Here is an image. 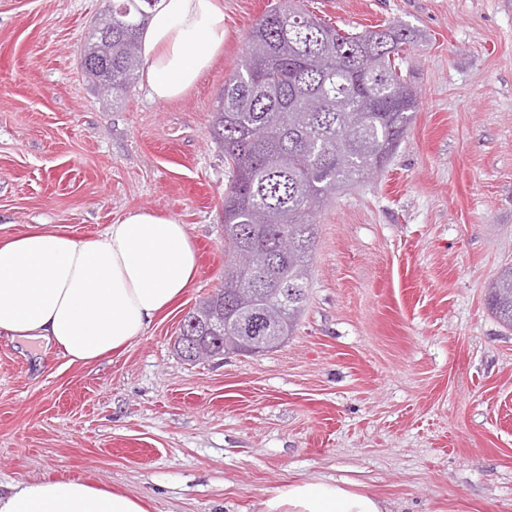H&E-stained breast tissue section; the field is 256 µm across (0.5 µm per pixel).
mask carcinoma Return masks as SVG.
<instances>
[{
  "instance_id": "cac0c4a2",
  "label": "carcinoma",
  "mask_w": 512,
  "mask_h": 512,
  "mask_svg": "<svg viewBox=\"0 0 512 512\" xmlns=\"http://www.w3.org/2000/svg\"><path fill=\"white\" fill-rule=\"evenodd\" d=\"M157 2L112 0V69L85 72L98 87L112 83L114 98L137 77L141 34ZM417 37L399 24L343 32L294 0L256 22L210 130L229 169L224 287L194 313L217 324L256 313L272 335H292L306 302L314 216L338 189L384 168L410 125L417 102L403 64ZM488 305L511 329V266L490 285ZM210 335L217 336L213 350L238 352L235 331Z\"/></svg>"
}]
</instances>
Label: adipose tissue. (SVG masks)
I'll return each mask as SVG.
<instances>
[{
    "mask_svg": "<svg viewBox=\"0 0 512 512\" xmlns=\"http://www.w3.org/2000/svg\"><path fill=\"white\" fill-rule=\"evenodd\" d=\"M224 45L223 0H158L142 37L149 95L168 101L206 71ZM185 225L129 212L95 239L33 230L0 243V332L43 340L73 362H94L143 336L195 280ZM0 512H146L136 497L44 477L0 494ZM263 512H388L362 491L289 481Z\"/></svg>",
    "mask_w": 512,
    "mask_h": 512,
    "instance_id": "obj_1",
    "label": "adipose tissue"
}]
</instances>
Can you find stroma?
I'll use <instances>...</instances> for the list:
<instances>
[{
	"mask_svg": "<svg viewBox=\"0 0 512 512\" xmlns=\"http://www.w3.org/2000/svg\"><path fill=\"white\" fill-rule=\"evenodd\" d=\"M281 0H224V47L180 97L119 101L80 66L105 0H0V240L94 238L128 211L187 227L195 281L120 354L73 363L0 335V491L45 475L147 512H261L291 479H349L391 512H512V0H305L346 31L420 32L418 107L385 169L317 214L305 310L259 355L174 342L222 286L228 168L209 132L245 37ZM488 305L496 318L512 328V267L501 270L490 285Z\"/></svg>",
	"mask_w": 512,
	"mask_h": 512,
	"instance_id": "obj_1",
	"label": "stroma"
}]
</instances>
